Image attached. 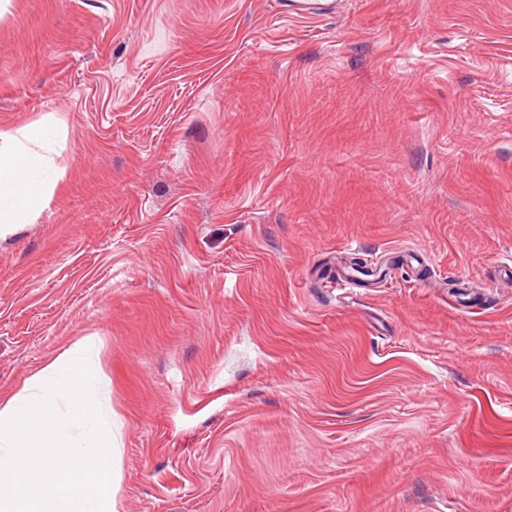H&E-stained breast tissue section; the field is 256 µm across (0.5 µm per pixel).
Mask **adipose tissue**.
<instances>
[{
	"label": "adipose tissue",
	"instance_id": "1",
	"mask_svg": "<svg viewBox=\"0 0 512 512\" xmlns=\"http://www.w3.org/2000/svg\"><path fill=\"white\" fill-rule=\"evenodd\" d=\"M53 120L0 132V237L37 221L59 178Z\"/></svg>",
	"mask_w": 512,
	"mask_h": 512
}]
</instances>
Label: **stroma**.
<instances>
[{
    "mask_svg": "<svg viewBox=\"0 0 512 512\" xmlns=\"http://www.w3.org/2000/svg\"><path fill=\"white\" fill-rule=\"evenodd\" d=\"M296 9L9 0L0 400L95 338L119 512H512V0ZM56 123L0 132V238L33 224L48 207L59 178Z\"/></svg>",
    "mask_w": 512,
    "mask_h": 512,
    "instance_id": "stroma-1",
    "label": "stroma"
}]
</instances>
